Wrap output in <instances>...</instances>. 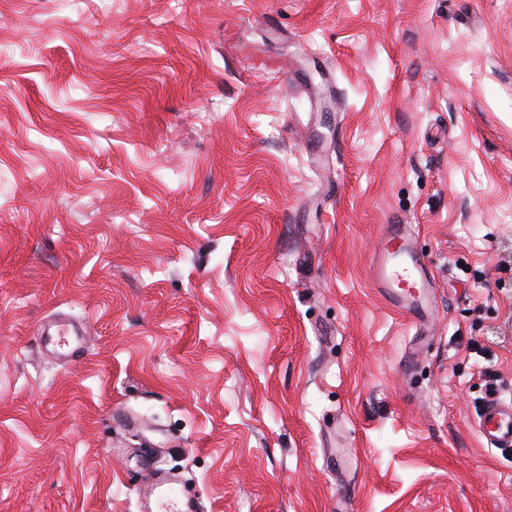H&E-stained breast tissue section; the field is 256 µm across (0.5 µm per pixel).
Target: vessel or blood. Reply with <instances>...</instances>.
<instances>
[{"mask_svg":"<svg viewBox=\"0 0 512 512\" xmlns=\"http://www.w3.org/2000/svg\"><path fill=\"white\" fill-rule=\"evenodd\" d=\"M382 250L376 262L377 284L384 300L400 313L418 317L428 303L431 282L426 263L413 248L406 225L386 224L381 231ZM83 332L65 319H58L54 345L82 347ZM478 431L494 448L512 449V403L489 395L480 410ZM146 512H201L199 503L181 496L172 480L156 483L153 502Z\"/></svg>","mask_w":512,"mask_h":512,"instance_id":"obj_1","label":"vessel or blood"}]
</instances>
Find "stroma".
<instances>
[{"mask_svg":"<svg viewBox=\"0 0 512 512\" xmlns=\"http://www.w3.org/2000/svg\"><path fill=\"white\" fill-rule=\"evenodd\" d=\"M0 49V512H512V0H0ZM381 240L376 262L379 291L387 303L417 325L431 288L425 260L414 250L405 224L383 225ZM85 332H80L79 329L63 318L57 321V336H46L48 343L63 347L74 345L71 354L82 348L85 341ZM70 354V355H71ZM477 427L489 446L512 449V403L497 394L489 395L480 410ZM170 479H163L154 484V498L152 505L149 503L142 508L147 512H200L202 509L193 497L180 495L178 489L173 486Z\"/></svg>","mask_w":512,"mask_h":512,"instance_id":"1","label":"stroma"}]
</instances>
